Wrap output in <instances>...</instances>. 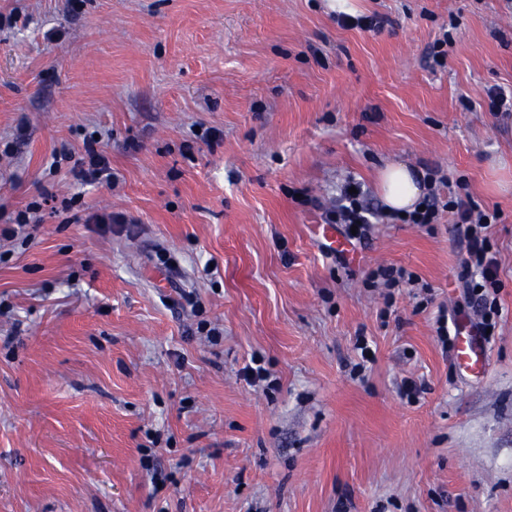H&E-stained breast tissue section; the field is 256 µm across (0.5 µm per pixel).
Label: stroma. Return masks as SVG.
I'll list each match as a JSON object with an SVG mask.
<instances>
[{"instance_id": "35a3bbf8", "label": "stroma", "mask_w": 512, "mask_h": 512, "mask_svg": "<svg viewBox=\"0 0 512 512\" xmlns=\"http://www.w3.org/2000/svg\"><path fill=\"white\" fill-rule=\"evenodd\" d=\"M361 3L390 25L325 0H0V208L82 196L79 223L43 203L34 238L0 236V512H512V117L485 107L512 86V0ZM96 136L108 187L71 173ZM392 162L502 213L483 379L433 329L460 299L447 216L324 252L340 187L381 209ZM387 266L416 283L388 293Z\"/></svg>"}]
</instances>
